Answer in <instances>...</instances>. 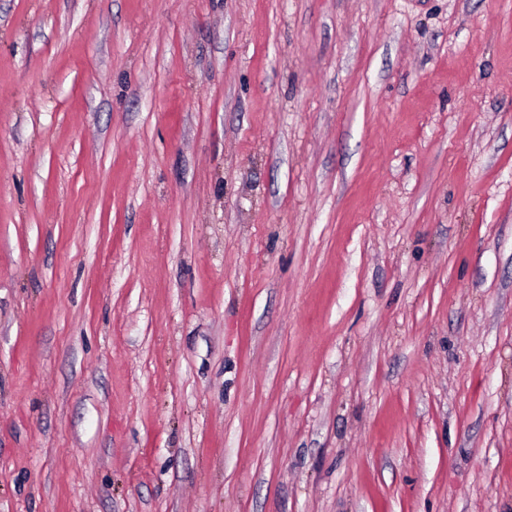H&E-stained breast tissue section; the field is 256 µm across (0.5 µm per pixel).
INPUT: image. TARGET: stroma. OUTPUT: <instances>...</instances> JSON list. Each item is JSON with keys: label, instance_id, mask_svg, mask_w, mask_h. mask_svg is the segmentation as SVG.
<instances>
[{"label": "stroma", "instance_id": "stroma-1", "mask_svg": "<svg viewBox=\"0 0 512 512\" xmlns=\"http://www.w3.org/2000/svg\"><path fill=\"white\" fill-rule=\"evenodd\" d=\"M0 512H512V0H0Z\"/></svg>", "mask_w": 512, "mask_h": 512}]
</instances>
